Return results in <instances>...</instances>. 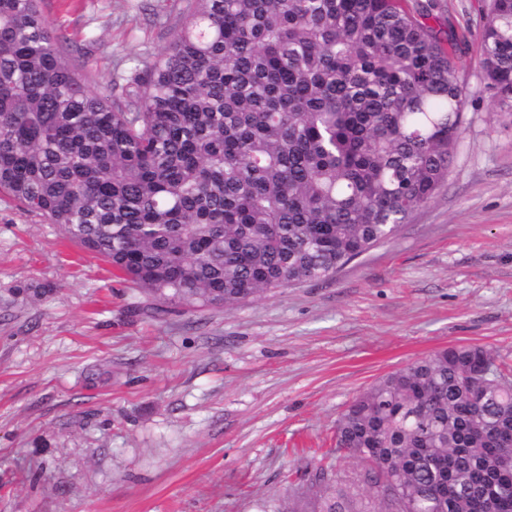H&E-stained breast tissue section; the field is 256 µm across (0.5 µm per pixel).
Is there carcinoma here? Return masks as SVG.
Masks as SVG:
<instances>
[{
  "mask_svg": "<svg viewBox=\"0 0 512 512\" xmlns=\"http://www.w3.org/2000/svg\"><path fill=\"white\" fill-rule=\"evenodd\" d=\"M41 0H0V192L156 309L230 307L332 278L448 178L466 107L440 0H190L122 84L93 86ZM512 116V0L480 16ZM263 512H512V371L453 345L381 377ZM372 490L369 510L357 492Z\"/></svg>",
  "mask_w": 512,
  "mask_h": 512,
  "instance_id": "1",
  "label": "carcinoma"
}]
</instances>
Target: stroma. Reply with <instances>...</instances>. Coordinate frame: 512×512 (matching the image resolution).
I'll return each mask as SVG.
<instances>
[{
	"label": "stroma",
	"mask_w": 512,
	"mask_h": 512,
	"mask_svg": "<svg viewBox=\"0 0 512 512\" xmlns=\"http://www.w3.org/2000/svg\"><path fill=\"white\" fill-rule=\"evenodd\" d=\"M188 0H42L106 85L155 59ZM467 48L446 182L398 236L232 307L153 304L57 225L0 194V512H260L330 456L379 377L480 345L512 366V116L481 79L485 0H443Z\"/></svg>",
	"instance_id": "stroma-1"
}]
</instances>
